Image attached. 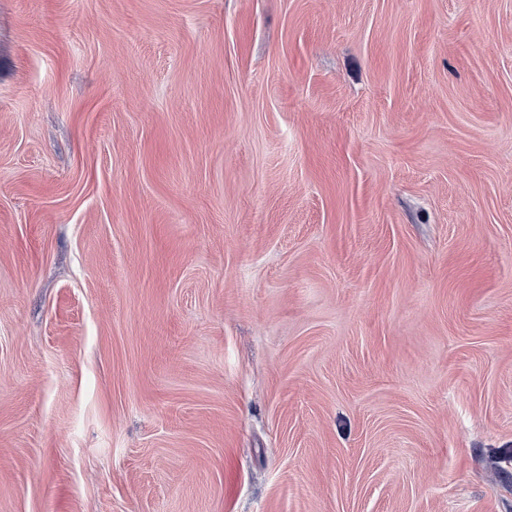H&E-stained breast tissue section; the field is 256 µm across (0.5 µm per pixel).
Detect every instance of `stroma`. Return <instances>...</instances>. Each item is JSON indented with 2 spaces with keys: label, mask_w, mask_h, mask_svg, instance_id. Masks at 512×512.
<instances>
[{
  "label": "stroma",
  "mask_w": 512,
  "mask_h": 512,
  "mask_svg": "<svg viewBox=\"0 0 512 512\" xmlns=\"http://www.w3.org/2000/svg\"><path fill=\"white\" fill-rule=\"evenodd\" d=\"M0 512H512V0H0Z\"/></svg>",
  "instance_id": "1"
}]
</instances>
